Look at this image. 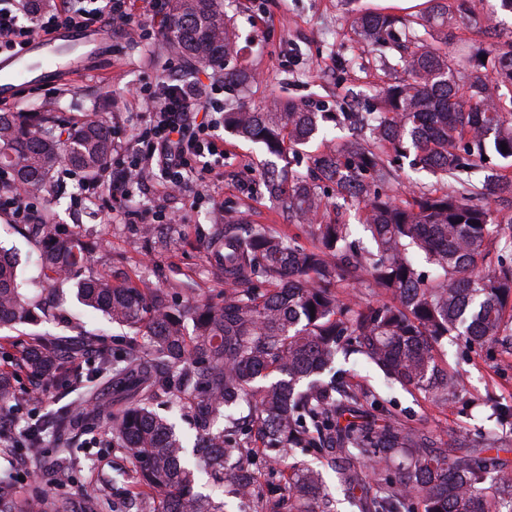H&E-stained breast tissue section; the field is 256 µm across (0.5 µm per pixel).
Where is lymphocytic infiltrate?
<instances>
[{
    "instance_id": "1",
    "label": "lymphocytic infiltrate",
    "mask_w": 512,
    "mask_h": 512,
    "mask_svg": "<svg viewBox=\"0 0 512 512\" xmlns=\"http://www.w3.org/2000/svg\"><path fill=\"white\" fill-rule=\"evenodd\" d=\"M137 15V0H57L47 11H37L20 20L13 9L0 7V54L17 53L26 48L33 36L66 29L101 28L108 23H130ZM145 121L130 142H116L112 156L100 174L84 181L83 190L96 196L101 189L112 193V212L122 215L134 186L143 184L155 169L168 177V190H175L189 178L206 181L212 168L207 156L223 155L215 130L223 108L214 98L204 96L194 85L164 84L161 92L145 90Z\"/></svg>"
}]
</instances>
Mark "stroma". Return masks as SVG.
<instances>
[{"mask_svg": "<svg viewBox=\"0 0 512 512\" xmlns=\"http://www.w3.org/2000/svg\"><path fill=\"white\" fill-rule=\"evenodd\" d=\"M380 9L400 16L407 13L398 0H224V11L238 34L236 64L255 77L249 89L224 91L225 110L242 105L258 108L274 99L291 98L314 110L338 105L346 112L374 111L376 89L395 75L376 66L370 46L360 41L351 22L359 14ZM105 30L112 35L111 59L80 66L85 48L73 46L60 61L74 68V75L50 87L22 86L10 104L12 111L41 112L52 106L73 119L96 111L111 125L113 136L123 138L142 118L134 90L176 79L204 81L212 73L206 66L168 70L170 53L164 35L143 42L127 25L111 23ZM217 137L224 145L222 178L204 185L191 183L182 195L168 197L162 192L161 175H154L134 190L127 218L113 217L111 194L104 189L95 199L103 218L88 223L85 210L90 201L74 177L37 194V210L48 213L63 231L77 233L82 242L93 245L88 274L161 291L176 307L184 306L192 292L218 302L224 289L219 260L224 253L220 242L224 225L215 219L218 209L237 210L242 219L235 227L239 234L269 225L302 246H311L312 241L305 228L290 221L287 210L267 193L262 183V145L223 129ZM160 208L172 216V223L157 225L154 234L143 235L140 218ZM0 247L16 256L26 287H43L39 245L23 238L12 217L1 212ZM59 302L58 317L41 324L40 332L74 341L93 336L111 347L129 334L128 329L83 310L71 285L61 288ZM22 338L21 331L0 329V367L11 371L25 412L50 415L69 406L82 394L81 384L59 385L31 397L36 385L31 370L16 364V343ZM443 360L466 377L467 400L443 403L398 386L388 388L379 373L361 365L352 367L345 379L375 388L402 423L437 430L445 441L462 434L476 439L495 430V416L483 400L492 394L503 404L512 403V356L498 349L476 353L456 342L445 345ZM75 443L72 480L59 488V495H74L83 483L96 478L107 490L113 512H136V485L121 478L131 464L107 433L104 421L86 423Z\"/></svg>", "mask_w": 512, "mask_h": 512, "instance_id": "35a3bbf8", "label": "stroma"}]
</instances>
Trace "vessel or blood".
Returning a JSON list of instances; mask_svg holds the SVG:
<instances>
[{
    "label": "vessel or blood",
    "instance_id": "b4317fda",
    "mask_svg": "<svg viewBox=\"0 0 512 512\" xmlns=\"http://www.w3.org/2000/svg\"><path fill=\"white\" fill-rule=\"evenodd\" d=\"M109 39V34L99 29L84 31L60 29L47 35L35 37L29 49L41 54L46 63L41 67L37 76L30 78V85L45 86L64 80L67 71L56 62L63 47L73 43L82 44L87 49V58L95 59L102 57V46Z\"/></svg>",
    "mask_w": 512,
    "mask_h": 512
}]
</instances>
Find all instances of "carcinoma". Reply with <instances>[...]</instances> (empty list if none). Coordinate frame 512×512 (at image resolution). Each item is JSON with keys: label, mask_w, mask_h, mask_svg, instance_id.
<instances>
[{"label": "carcinoma", "mask_w": 512, "mask_h": 512, "mask_svg": "<svg viewBox=\"0 0 512 512\" xmlns=\"http://www.w3.org/2000/svg\"><path fill=\"white\" fill-rule=\"evenodd\" d=\"M169 49L224 73V85L250 81L229 66L237 35L222 0H168ZM360 36L399 51L379 65L400 68L377 111L313 112L299 104L224 113V124L263 145L262 175L272 196L296 224L307 226L310 247L260 226L241 237L224 228V291L218 304L173 309L150 290L77 278L86 247L58 238L44 216L28 225L41 245L47 287L36 297L20 288L12 256L0 252V326L28 324L45 310L59 284L75 280L87 308L133 332L113 351L92 339L74 347L41 338L30 368L50 369L48 383L90 350L82 374L87 393L51 419L31 425L18 450L44 463L42 439L56 444L57 478L68 476L72 435L91 416L109 424L144 487L143 512H224V503L195 490L191 466L213 483L251 499L253 470L244 459L262 454L286 512H332L334 496L322 471L286 463L287 450L314 448L335 465L337 488L359 512H512V469L501 457L508 444L491 432L462 436L455 447L430 429L399 422L364 386L337 381L339 365L379 369L388 382L442 402L466 392L462 375L442 365L450 340L472 349L499 346L512 354V39L489 41L480 66L463 64L469 40L462 28L488 32L468 7L451 22L448 0H425L413 14L386 11L355 19ZM327 123L351 137L308 156L303 171L292 159ZM507 145L502 150L501 144ZM112 153V131L95 112L64 124L50 112L0 113V181L39 193L61 161L85 173ZM433 182L395 199L401 165ZM363 211L371 247L331 216L326 189ZM422 256L431 270L420 268ZM388 297L373 302L343 295L342 284ZM112 381V401L96 383ZM174 392L188 397L196 439L187 446L169 419L152 410ZM370 404L376 413L366 409ZM365 461L376 468L367 474ZM15 480L0 474V512H67L44 494L18 504Z\"/></svg>", "instance_id": "cac0c4a2"}]
</instances>
